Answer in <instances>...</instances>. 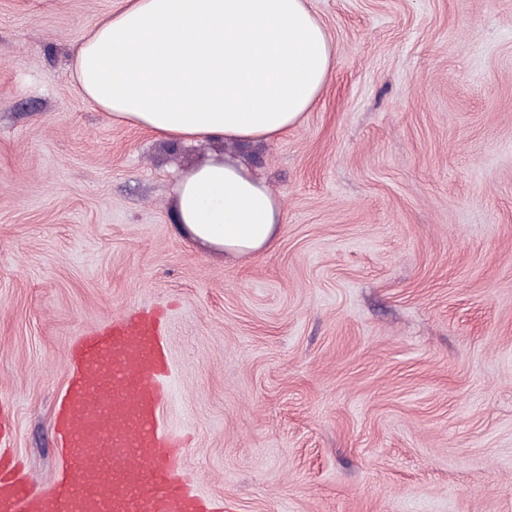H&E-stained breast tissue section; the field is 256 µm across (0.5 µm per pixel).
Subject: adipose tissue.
Wrapping results in <instances>:
<instances>
[{"instance_id":"ef3b65f1","label":"adipose tissue","mask_w":512,"mask_h":512,"mask_svg":"<svg viewBox=\"0 0 512 512\" xmlns=\"http://www.w3.org/2000/svg\"><path fill=\"white\" fill-rule=\"evenodd\" d=\"M334 67L305 0H123L71 63L97 110L175 143L276 140L316 106ZM174 193L182 227L224 256L258 255L281 231L280 196L233 162L195 167Z\"/></svg>"}]
</instances>
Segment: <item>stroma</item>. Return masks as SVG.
Returning <instances> with one entry per match:
<instances>
[{
    "mask_svg": "<svg viewBox=\"0 0 512 512\" xmlns=\"http://www.w3.org/2000/svg\"><path fill=\"white\" fill-rule=\"evenodd\" d=\"M120 0H0V394L35 494L84 331L160 311L165 426L224 512H512V0H307L336 53L258 148L176 145L76 89ZM237 160L275 244L215 257L172 186Z\"/></svg>",
    "mask_w": 512,
    "mask_h": 512,
    "instance_id": "1",
    "label": "stroma"
}]
</instances>
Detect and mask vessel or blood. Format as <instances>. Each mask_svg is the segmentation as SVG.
Returning a JSON list of instances; mask_svg holds the SVG:
<instances>
[{
	"instance_id": "1",
	"label": "vessel or blood",
	"mask_w": 512,
	"mask_h": 512,
	"mask_svg": "<svg viewBox=\"0 0 512 512\" xmlns=\"http://www.w3.org/2000/svg\"><path fill=\"white\" fill-rule=\"evenodd\" d=\"M71 361L55 417L62 471L36 497L0 462V512H224L182 474L183 445L163 423L170 368L157 313L85 332Z\"/></svg>"
}]
</instances>
